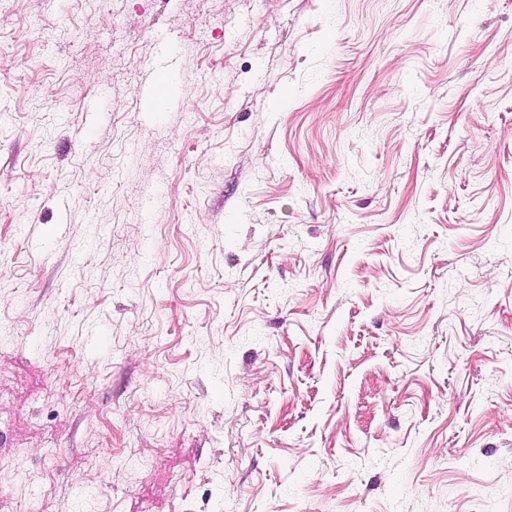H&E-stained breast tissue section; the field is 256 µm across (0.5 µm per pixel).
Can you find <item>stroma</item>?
<instances>
[{
	"label": "stroma",
	"mask_w": 512,
	"mask_h": 512,
	"mask_svg": "<svg viewBox=\"0 0 512 512\" xmlns=\"http://www.w3.org/2000/svg\"><path fill=\"white\" fill-rule=\"evenodd\" d=\"M36 507L512 512V0H0Z\"/></svg>",
	"instance_id": "stroma-1"
}]
</instances>
